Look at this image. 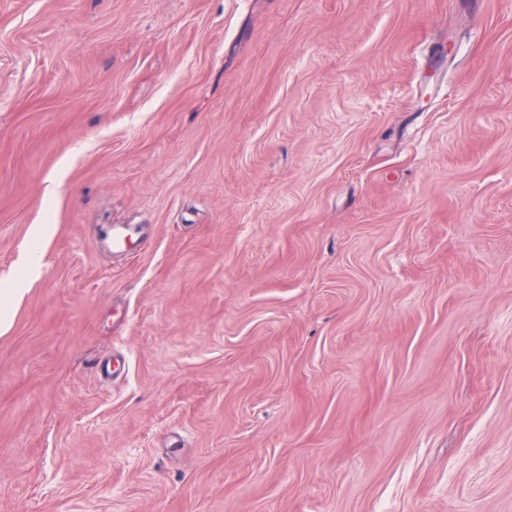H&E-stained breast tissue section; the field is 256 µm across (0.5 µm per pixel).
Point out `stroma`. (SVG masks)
I'll return each mask as SVG.
<instances>
[{
  "label": "stroma",
  "instance_id": "1",
  "mask_svg": "<svg viewBox=\"0 0 512 512\" xmlns=\"http://www.w3.org/2000/svg\"><path fill=\"white\" fill-rule=\"evenodd\" d=\"M0 310V512H512V0H0Z\"/></svg>",
  "mask_w": 512,
  "mask_h": 512
}]
</instances>
